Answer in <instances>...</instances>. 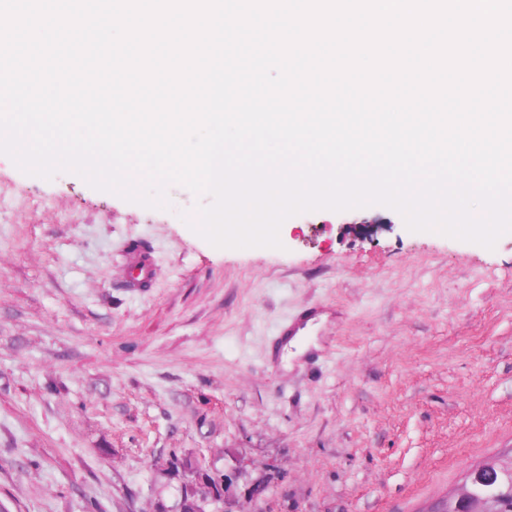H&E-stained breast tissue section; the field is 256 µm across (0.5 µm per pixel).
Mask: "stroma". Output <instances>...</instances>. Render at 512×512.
<instances>
[{"label": "stroma", "mask_w": 512, "mask_h": 512, "mask_svg": "<svg viewBox=\"0 0 512 512\" xmlns=\"http://www.w3.org/2000/svg\"><path fill=\"white\" fill-rule=\"evenodd\" d=\"M166 194L0 154V512H429L512 453V232L490 250L372 205L220 249L182 218L211 196ZM130 275L129 288H147L154 277L151 252L141 245H132L128 252Z\"/></svg>", "instance_id": "35a3bbf8"}]
</instances>
